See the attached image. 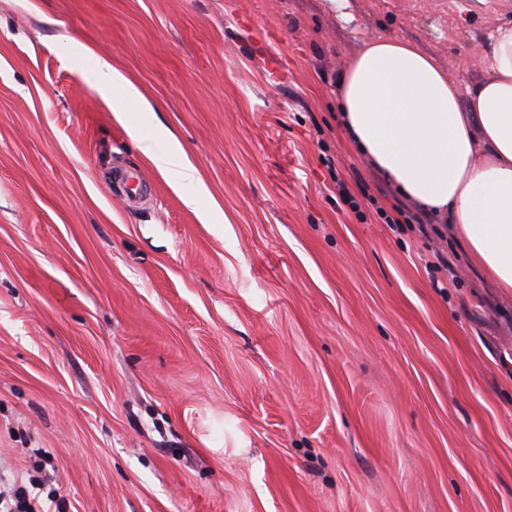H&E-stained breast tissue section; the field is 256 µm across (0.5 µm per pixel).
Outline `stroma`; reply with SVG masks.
Instances as JSON below:
<instances>
[{
    "mask_svg": "<svg viewBox=\"0 0 512 512\" xmlns=\"http://www.w3.org/2000/svg\"><path fill=\"white\" fill-rule=\"evenodd\" d=\"M350 11L0 0L1 476L45 457L66 512H512V290L448 223L379 218L403 198L336 84L390 37L467 95L512 0ZM97 57L155 106L141 136L182 144L196 208L86 81Z\"/></svg>",
    "mask_w": 512,
    "mask_h": 512,
    "instance_id": "obj_1",
    "label": "stroma"
}]
</instances>
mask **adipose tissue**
Segmentation results:
<instances>
[{
	"label": "adipose tissue",
	"mask_w": 512,
	"mask_h": 512,
	"mask_svg": "<svg viewBox=\"0 0 512 512\" xmlns=\"http://www.w3.org/2000/svg\"><path fill=\"white\" fill-rule=\"evenodd\" d=\"M487 78L461 99L431 55L400 39L367 42L339 82L343 125L367 163L398 193L448 219L474 260L499 287L512 288V24L498 27L486 56ZM88 82L112 101L144 153L175 184L190 187L187 206L206 186L180 142L167 130L156 152L139 137V120L154 108L121 70L97 59Z\"/></svg>",
	"instance_id": "1"
}]
</instances>
